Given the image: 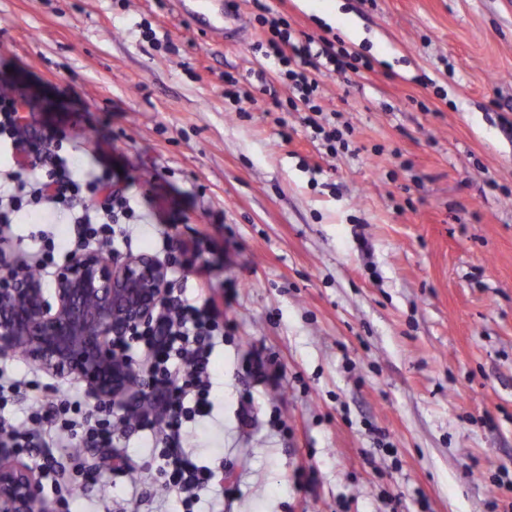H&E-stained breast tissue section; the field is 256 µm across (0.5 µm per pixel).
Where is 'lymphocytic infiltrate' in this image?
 Instances as JSON below:
<instances>
[{"label":"lymphocytic infiltrate","mask_w":512,"mask_h":512,"mask_svg":"<svg viewBox=\"0 0 512 512\" xmlns=\"http://www.w3.org/2000/svg\"><path fill=\"white\" fill-rule=\"evenodd\" d=\"M258 20L270 32L261 48L262 56L272 62L277 75L292 91L289 109H307L305 126L311 139L322 141L328 154L336 155L347 141L334 121L317 115L318 77L359 69L363 59L326 41L318 45L310 37L297 39L285 19L271 20L262 14ZM24 109L21 97L0 94V139H10L15 150L27 158L15 172L11 186L0 189V223H12L14 216L23 211L41 214L47 204L70 210L84 194L100 193L104 196L100 210L105 219L95 222L89 216H79L83 239L128 241L125 223L135 218L136 210L125 193L112 191L111 173L105 170L89 179L80 178L61 153L62 136L28 127L22 116ZM223 333L224 323L210 304L180 298L166 313L137 328L118 346L122 352L135 345L145 352L142 383L147 389L148 406L137 409L131 429L137 433L164 429L169 445L155 452L154 466L174 492L181 512H195L202 493L216 479L214 471L199 464L195 452L183 448L182 437L186 423L212 411L211 359L215 340ZM38 388L37 381L22 382L0 372V411L14 400L31 404L28 424L22 428L0 414V434L7 436L17 452L40 461L51 490L59 494L64 489L61 477L75 458L73 442L92 448L111 447L115 426L106 406L84 409L75 395L48 402L29 399V392ZM49 433L61 437L54 455L45 454L42 448V440Z\"/></svg>","instance_id":"1"}]
</instances>
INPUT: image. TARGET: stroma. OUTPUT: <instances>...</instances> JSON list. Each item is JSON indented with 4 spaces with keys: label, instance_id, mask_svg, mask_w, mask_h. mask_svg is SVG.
<instances>
[{
    "label": "stroma",
    "instance_id": "1",
    "mask_svg": "<svg viewBox=\"0 0 512 512\" xmlns=\"http://www.w3.org/2000/svg\"><path fill=\"white\" fill-rule=\"evenodd\" d=\"M184 3L0 0V88L146 214L118 256L171 238L194 260L170 269L172 295L222 312L224 451L204 463L224 512H512V0H342L330 20L310 0H219L220 34ZM264 5L373 63L320 79L351 128L336 156L255 50ZM73 218L19 214L0 248L33 264ZM152 444L116 434L69 512H174Z\"/></svg>",
    "mask_w": 512,
    "mask_h": 512
}]
</instances>
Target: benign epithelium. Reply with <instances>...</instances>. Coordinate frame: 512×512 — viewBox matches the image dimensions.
Returning <instances> with one entry per match:
<instances>
[{
  "label": "benign epithelium",
  "mask_w": 512,
  "mask_h": 512,
  "mask_svg": "<svg viewBox=\"0 0 512 512\" xmlns=\"http://www.w3.org/2000/svg\"><path fill=\"white\" fill-rule=\"evenodd\" d=\"M53 288L0 251V356L84 384L95 404L142 396L143 366L115 353L131 331L168 307V267L150 253L120 261L99 250L70 255ZM0 512H41L40 479L0 443Z\"/></svg>",
  "instance_id": "7a95c632"
}]
</instances>
